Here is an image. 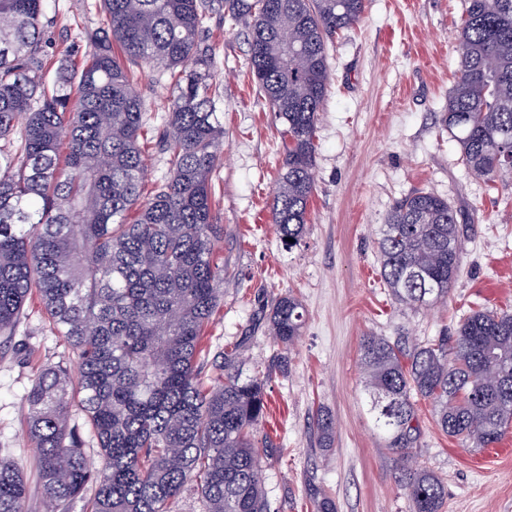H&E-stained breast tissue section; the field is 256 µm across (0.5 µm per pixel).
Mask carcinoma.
Listing matches in <instances>:
<instances>
[{
    "label": "carcinoma",
    "mask_w": 512,
    "mask_h": 512,
    "mask_svg": "<svg viewBox=\"0 0 512 512\" xmlns=\"http://www.w3.org/2000/svg\"><path fill=\"white\" fill-rule=\"evenodd\" d=\"M107 28L90 37L79 70L45 78V0H0V346L32 293L76 352L78 388L61 365L25 396L42 501L71 512L95 486L91 512H169L193 481L205 512H268L255 433L266 413L263 377L243 373L242 344L214 361L224 381H201L202 341L220 301L213 259L214 176L223 163L221 84L201 34L211 6L247 29V69L283 126L271 219L293 249L315 190V132L330 85L328 42L358 24L365 0H102ZM458 75L443 122L462 164L488 182L512 174V0H464ZM120 52H115L114 47ZM296 52L300 64H289ZM169 73L178 95L163 139L167 176L140 201L146 125L131 66ZM67 145L66 156L60 145ZM134 219H129L130 212ZM392 298L422 307L448 298L461 264L458 212L415 191L392 206L377 240ZM302 304L288 294L268 314L288 347ZM360 365L377 429L400 463L413 512H441V480L410 465L418 404L442 432L489 448L512 424V313L480 309L453 340L367 335ZM79 403L98 440L90 469L71 423ZM315 424L332 439L328 413ZM24 467L0 455V512H28Z\"/></svg>",
    "instance_id": "obj_1"
}]
</instances>
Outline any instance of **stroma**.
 Listing matches in <instances>:
<instances>
[{"mask_svg":"<svg viewBox=\"0 0 512 512\" xmlns=\"http://www.w3.org/2000/svg\"><path fill=\"white\" fill-rule=\"evenodd\" d=\"M463 0H366L363 18L330 46L331 87L315 133V193L300 246L286 250L271 221L282 125L251 82L244 26L210 13L204 32L222 85L224 164L214 179L224 232L216 260L226 274L203 344L210 352L244 340L245 374L260 371L270 412L258 426L269 512H315L314 489L330 490L337 512H412L395 478L393 454L374 426L359 360L363 336L424 342L453 335L483 307L512 311V180L470 174L442 123L458 70ZM44 23L53 61H83L89 35L104 27L102 0H48ZM146 112L144 194L167 173L160 149L178 90L168 75L135 69ZM424 190L465 218L461 272L446 301L396 303L379 275L378 230L396 200ZM294 294L304 308L299 339L283 349L267 314ZM16 349L0 353V449L29 464L23 397L50 365L79 373L77 355L27 303ZM335 421L330 447L317 410ZM414 462L443 482L442 512H512V429L491 448L445 436L430 404L419 406Z\"/></svg>","mask_w":512,"mask_h":512,"instance_id":"1","label":"stroma"}]
</instances>
